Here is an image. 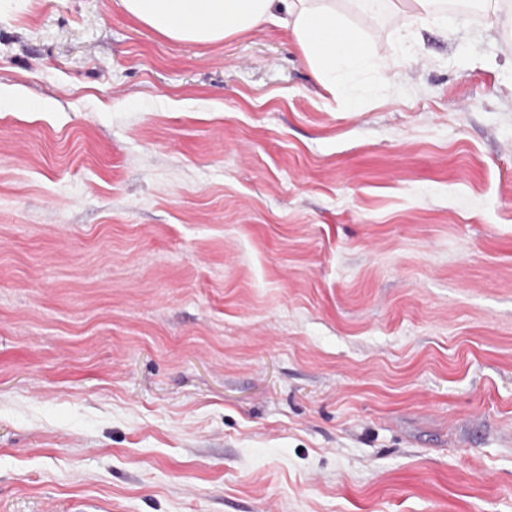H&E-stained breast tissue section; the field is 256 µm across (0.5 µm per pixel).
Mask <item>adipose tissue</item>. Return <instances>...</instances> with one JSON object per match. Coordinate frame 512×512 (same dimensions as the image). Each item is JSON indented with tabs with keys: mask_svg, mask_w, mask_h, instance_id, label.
Masks as SVG:
<instances>
[{
	"mask_svg": "<svg viewBox=\"0 0 512 512\" xmlns=\"http://www.w3.org/2000/svg\"><path fill=\"white\" fill-rule=\"evenodd\" d=\"M355 2L354 20L337 10L336 0H119L129 17L175 42L219 43L276 24L318 81L346 91L360 78L380 81L386 73L365 40L380 0Z\"/></svg>",
	"mask_w": 512,
	"mask_h": 512,
	"instance_id": "1",
	"label": "adipose tissue"
}]
</instances>
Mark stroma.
<instances>
[{"label":"stroma","instance_id":"obj_1","mask_svg":"<svg viewBox=\"0 0 512 512\" xmlns=\"http://www.w3.org/2000/svg\"><path fill=\"white\" fill-rule=\"evenodd\" d=\"M511 37L0 7V512H512ZM384 0L358 4L360 22L336 9L335 0H119L135 21L175 42L211 44L274 23L288 32L314 77L351 101L361 77L385 78L386 67L366 46L365 24Z\"/></svg>","mask_w":512,"mask_h":512}]
</instances>
